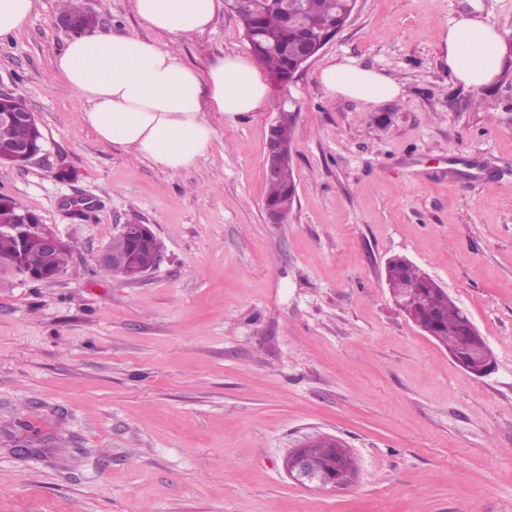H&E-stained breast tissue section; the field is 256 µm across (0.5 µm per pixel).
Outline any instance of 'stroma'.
Masks as SVG:
<instances>
[{"instance_id": "35a3bbf8", "label": "stroma", "mask_w": 512, "mask_h": 512, "mask_svg": "<svg viewBox=\"0 0 512 512\" xmlns=\"http://www.w3.org/2000/svg\"><path fill=\"white\" fill-rule=\"evenodd\" d=\"M82 3L98 32L168 42L133 0ZM475 12L512 37V0H358L293 82L177 174L80 125L56 67L74 37L59 0L0 37V91L44 134L31 163L0 165V194L76 245L52 281L0 279V512H512V67L478 91L440 59L443 31ZM176 49L200 67L250 51L223 8ZM345 58L402 97L327 91L321 69ZM287 95L297 198L273 224L266 132ZM134 220L163 245L135 283L94 261ZM396 256L469 313L491 374L396 306ZM315 436L349 449L348 485L289 478V450Z\"/></svg>"}]
</instances>
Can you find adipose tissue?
<instances>
[{"mask_svg":"<svg viewBox=\"0 0 512 512\" xmlns=\"http://www.w3.org/2000/svg\"><path fill=\"white\" fill-rule=\"evenodd\" d=\"M218 7L219 0H133L140 20L171 44L205 32ZM442 41V63L457 82L479 88L496 80L504 47L481 17H462ZM171 44L89 32L69 41L56 65L81 101L80 124L100 143L178 173L208 158L218 123L263 107L268 86L249 56L224 54L200 68L182 62ZM319 81L331 93L366 104L402 94L385 74L349 62L328 64Z\"/></svg>","mask_w":512,"mask_h":512,"instance_id":"adipose-tissue-1","label":"adipose tissue"}]
</instances>
